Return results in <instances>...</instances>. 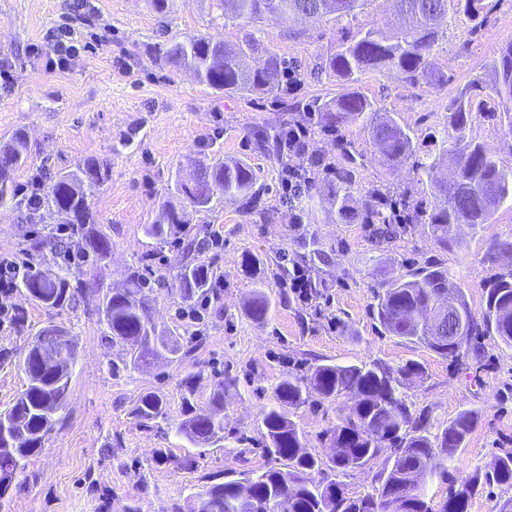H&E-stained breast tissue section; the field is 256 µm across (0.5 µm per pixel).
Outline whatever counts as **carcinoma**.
<instances>
[{"label": "carcinoma", "instance_id": "obj_1", "mask_svg": "<svg viewBox=\"0 0 512 512\" xmlns=\"http://www.w3.org/2000/svg\"><path fill=\"white\" fill-rule=\"evenodd\" d=\"M224 20L262 22L283 15H302L320 19L329 14L354 17L367 0H216ZM397 21L394 35L383 37L370 28L360 31L354 40L343 43L328 59V66L346 80L372 71H394L409 85L427 76L432 50L439 40V21L448 15V0H395ZM252 54L250 43L228 46L205 35L172 42L163 52L165 60L177 68L193 70L198 80L216 90L270 92L273 76L279 74L281 61L270 53L252 66L244 64ZM498 101L503 108L500 123L512 139V43L501 48L493 64L490 81L473 80L457 93L448 115L454 136L451 145L439 155H429L417 162L420 177L434 199L427 215L430 234L435 243L446 248L455 240L459 224L473 227L489 223L496 209L512 199V164L489 153L484 145L469 136L476 112L484 111L487 100ZM327 126L338 128L361 125L368 141L377 147L383 165L394 170L416 154L413 138L391 116L382 117L372 104L356 91L317 106ZM284 128L261 135L258 148L272 154L282 167L288 156L278 149ZM29 157L27 135L17 131L0 144V164L6 172L0 176V208L18 203L20 184L15 175ZM325 171L334 175L329 184V200L336 208V223L344 224L355 216L352 206L353 170L336 169L327 164ZM108 163L89 157L67 173H59L42 189L39 204L53 210L61 223L73 232L79 252L97 260L106 258L112 242L97 227L91 197L108 178ZM256 170L244 161L227 164L217 158L198 165L194 177L176 178L159 202L157 217L144 227L147 237L155 240L152 252L142 256L129 270L125 288L109 289L97 307L100 322L107 327L106 336L127 348L134 368L151 363L160 355L183 360L196 349L193 342L183 343L173 332L158 331L150 316V296L155 288H173L185 309L197 319L205 320L207 309L202 302L219 299L218 276L205 262L206 249L218 242L211 234L200 238L183 205L188 201L197 212L210 213L223 204L214 197L212 186L224 190V200H243L260 211ZM395 188L382 183L366 193L362 208L366 223L376 224L375 234L392 241L407 234V224L389 221L380 201L393 199ZM173 245L182 251L183 260L177 274L169 279L156 274L152 260L162 248ZM68 246L55 239L48 230L45 239L32 248L55 253ZM30 300L51 309L75 308L91 283H72L59 271L31 270L16 283ZM485 304L481 312L472 310L467 295L453 282L448 269L436 262H426L406 275L387 281L374 293L373 319L380 332L419 343L432 351L462 362L471 358L470 341L488 336L512 347V273H495L487 281ZM455 307L463 321L465 344L448 342L432 335L413 320L419 309ZM272 303L262 290L254 292L248 306L249 315L265 322ZM48 336H64L53 326L29 338L23 352L26 388L11 407L0 416L11 423L9 439H0V481L12 482L25 473L30 457L43 450L54 429L52 410L62 404L69 390L72 367L77 362L73 343L64 341L62 351L69 367L52 369L39 362V343ZM421 366L406 363L396 369L378 362L361 364L321 363L309 371L290 373L277 379L271 403L259 412V430L265 452L273 464L251 473L247 482L254 493L238 503L239 479L230 473L224 481L211 484L206 491L187 501V512H432L427 502L426 482L415 484V472L437 479L448 486L439 512H467L471 499L491 485L512 487V451L498 455L492 471L476 472L465 480L448 470V458L463 447L476 425L478 414L467 409L459 412L440 432L431 434L428 414L414 413L403 400L400 387L406 380L421 376ZM349 400L339 423L329 430L336 454L330 464L306 447L292 416L311 398ZM211 410H194L185 399V419L166 421L162 399L147 392L139 396L133 409L140 425L161 428L187 440L196 448L215 445L226 439L224 420L219 411L224 406V383L216 384L210 397ZM166 427H161V423ZM392 449L379 472L373 492L355 494L340 477L373 462L382 448Z\"/></svg>", "mask_w": 512, "mask_h": 512}]
</instances>
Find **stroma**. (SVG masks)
I'll use <instances>...</instances> for the list:
<instances>
[{"label": "stroma", "mask_w": 512, "mask_h": 512, "mask_svg": "<svg viewBox=\"0 0 512 512\" xmlns=\"http://www.w3.org/2000/svg\"><path fill=\"white\" fill-rule=\"evenodd\" d=\"M465 0H448V21L432 52L431 72L417 86L393 72L366 74L352 87L380 112L408 129L418 154L442 148L448 113L457 92L474 77L488 75L501 47L512 42V0H482L479 17L463 10ZM81 17L73 0H0V70L11 82L0 86V141L26 132L30 157L18 173L69 171L95 155L110 166V177L92 199V210L112 240L103 263L66 267L71 281L86 283L73 310H49L19 291L0 293V307L24 312L23 326L0 325V410L9 408L28 380L20 351L26 337L56 325L77 350L59 422L43 450L28 460L27 476L0 499V512H173L174 506L205 490L224 473L266 466L258 415L272 398L276 378L305 365L329 361L358 364L381 361L398 367L415 360L423 375L403 388L412 409H429L431 426L447 425L463 410L478 421L448 467L465 478L489 470L497 455L512 449V347L491 338L477 341L480 368L454 366L424 346L379 333L370 314L374 293L389 279L424 261L443 263L450 278L480 310L483 283L494 272L512 270V254L493 255L496 243L512 240V204L504 203L490 223L457 228L449 249L439 248L418 214L431 203L416 184L411 164L386 171L361 127H327L315 105L343 94L350 85L326 67L339 43L358 30L385 28L391 0H368L355 18L330 15L301 21L225 22L215 0H179L174 13L158 15L150 0H91ZM70 23L79 53L68 68L52 66V28ZM204 34L236 43L251 40L255 57L274 53L294 74L297 89L286 93L284 78L268 93L219 92L193 74L165 62L160 50L171 40ZM500 104L476 114L472 136L487 151L512 154L500 124ZM304 123L325 161L343 164L341 147L356 150L355 200L382 181L407 192L405 212L414 222L404 239L378 243L362 218L336 221L326 185L313 180L300 198L286 199L281 168L258 153L255 139L271 126ZM249 161L259 175L266 214L250 213L240 201L219 212L192 214L198 229L219 232L223 243L206 257L222 283L223 315L208 314L198 324L183 314L174 290L153 291L151 314L159 329L201 345L183 362L166 359L151 367L125 365V350L106 338L96 308L105 290L123 287L129 267L152 250L144 234L157 205L175 177H190L196 163L214 158ZM47 209H0V251L36 259L30 246L47 226L58 224ZM308 268L320 285L310 304L268 279L263 289L276 301L270 320L259 323L247 312L255 285L241 271L243 254ZM120 373H113V365ZM195 375V392L184 381ZM224 384V429L230 437L206 448L140 426L133 414L141 393L164 401L170 420L183 417L185 399L207 409L216 382ZM343 401L299 408L294 421L308 448L323 460L334 450L321 435L338 423Z\"/></svg>", "instance_id": "35a3bbf8"}]
</instances>
